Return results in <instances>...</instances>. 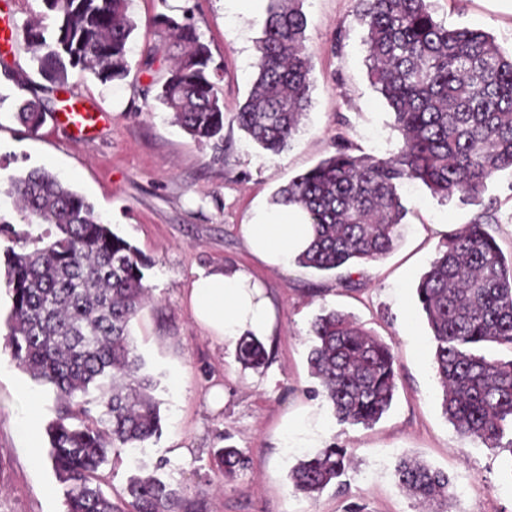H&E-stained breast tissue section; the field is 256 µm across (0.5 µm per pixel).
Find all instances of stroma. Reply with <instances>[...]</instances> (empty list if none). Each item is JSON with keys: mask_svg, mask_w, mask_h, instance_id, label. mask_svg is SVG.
<instances>
[{"mask_svg": "<svg viewBox=\"0 0 512 512\" xmlns=\"http://www.w3.org/2000/svg\"><path fill=\"white\" fill-rule=\"evenodd\" d=\"M432 7L447 26L483 30L504 51L512 50V0H432ZM185 8L210 47L224 110L236 112L254 78L264 0L248 15L234 0H132L137 28L128 43V75L105 84L69 70L64 89L42 94L47 118L34 132L13 116L25 90L0 75V222L16 231L15 237H0V254L49 230L24 223L5 194L10 176L37 167L86 197L152 263L146 272L152 301L134 320L132 334L158 382L161 434L137 452L110 457L102 467L105 493L124 497L132 475L153 472L178 487L194 512H346L353 503L364 512H422L393 475L397 460L410 456L455 481L469 480L468 494L449 499L448 512H512V481L504 472L512 453L461 437L443 414L430 329L416 297L446 231L469 224L478 206L445 203L422 184L405 185L406 216L393 249L349 271L322 273L293 262L284 270L271 267L252 256L241 237V225L273 211L272 197L281 186L337 146L386 158L402 145L391 110L368 77L354 0L302 4L313 87L288 148L266 154L228 121L220 162L175 124L171 112L142 95L147 86L163 83L170 66L166 59L149 70L143 65L145 46L168 39L150 20ZM73 93L101 115L84 142L69 139L55 119ZM486 196L497 217L487 230L511 254L512 173H500ZM216 265L249 270L275 305V332L264 340L269 359L260 368L242 367L236 352L206 336L183 303L193 270ZM349 276L354 286L346 285ZM324 309L350 313L394 349L398 389L389 411L372 426L339 423L310 373V324ZM215 387L224 391L218 408L207 399ZM56 406L53 390L0 349V512H65L64 488L45 436ZM304 406L324 416L326 429L306 448H286L282 420ZM330 444L351 455L340 484L313 500L294 493L292 466L304 452ZM226 445L249 459L230 476L213 459L214 450Z\"/></svg>", "mask_w": 512, "mask_h": 512, "instance_id": "35a3bbf8", "label": "stroma"}]
</instances>
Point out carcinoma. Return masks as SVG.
I'll return each mask as SVG.
<instances>
[{
  "label": "carcinoma",
  "instance_id": "obj_1",
  "mask_svg": "<svg viewBox=\"0 0 512 512\" xmlns=\"http://www.w3.org/2000/svg\"><path fill=\"white\" fill-rule=\"evenodd\" d=\"M42 2L55 15V28L30 22L22 35L46 80L62 85L68 69L77 67L102 82L128 73L131 0ZM300 3L268 0L253 85L232 116L251 142L273 155L288 147L311 102L308 20ZM355 4L370 78L392 109L402 147L387 158L339 147L280 187L273 204L305 215L312 239L295 262L322 272L374 262L393 249L406 215L400 189L407 182L422 183L442 201L483 206L464 229L446 236L416 293L434 343L443 414L461 436L512 453V439L502 444L512 429V359L473 352L486 344L512 350V261L487 232L496 216L492 204H483L488 184L512 171V53L487 32L437 21L430 0ZM154 24L179 49L156 100L223 159L226 112L208 45L187 9L179 20L161 15ZM45 116L38 97L16 112L31 130ZM8 193L24 221L54 227L33 248L6 252L11 311L5 342L11 360L56 393L57 416L46 434L66 512H189L181 491L153 474L131 479L126 498L117 501L97 480L110 454L161 429L155 383L131 337V322L148 295L150 261L45 169L12 177ZM310 335L309 369L334 416L352 425L376 423L397 389L393 348L335 310L318 316ZM267 358L258 337L242 340L244 367L258 368ZM214 458L226 474L247 463L232 446L216 449ZM348 465L346 449L326 446L300 459L289 478L296 493L314 499ZM394 476L421 504L454 494L447 473L407 456Z\"/></svg>",
  "mask_w": 512,
  "mask_h": 512
}]
</instances>
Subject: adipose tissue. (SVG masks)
Wrapping results in <instances>:
<instances>
[{
	"instance_id": "adipose-tissue-1",
	"label": "adipose tissue",
	"mask_w": 512,
	"mask_h": 512,
	"mask_svg": "<svg viewBox=\"0 0 512 512\" xmlns=\"http://www.w3.org/2000/svg\"><path fill=\"white\" fill-rule=\"evenodd\" d=\"M240 231L253 255L279 268L287 267L312 234L311 226L290 208L259 213ZM184 302L195 324L218 344L231 347L246 335L273 334L269 300L243 268L223 265L195 271Z\"/></svg>"
}]
</instances>
